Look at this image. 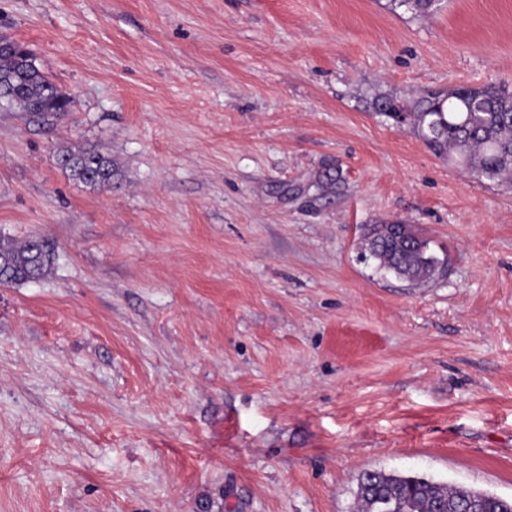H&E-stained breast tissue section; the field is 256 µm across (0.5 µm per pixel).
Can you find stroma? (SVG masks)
<instances>
[{
	"label": "stroma",
	"instance_id": "obj_1",
	"mask_svg": "<svg viewBox=\"0 0 512 512\" xmlns=\"http://www.w3.org/2000/svg\"><path fill=\"white\" fill-rule=\"evenodd\" d=\"M73 98L0 112V512H353L366 470L512 497V187L386 94L512 89V0H0ZM112 157L108 189L60 147ZM416 225L415 287L362 251ZM54 251L41 237L24 242L0 234V285L37 282L51 273Z\"/></svg>",
	"mask_w": 512,
	"mask_h": 512
}]
</instances>
